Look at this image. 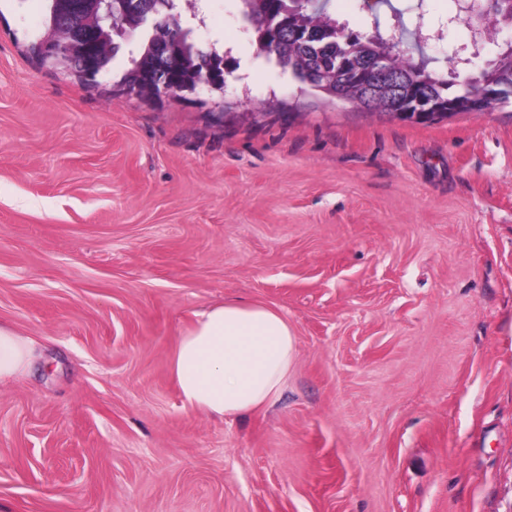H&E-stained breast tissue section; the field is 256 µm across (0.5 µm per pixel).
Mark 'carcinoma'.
Listing matches in <instances>:
<instances>
[{"label": "carcinoma", "instance_id": "obj_1", "mask_svg": "<svg viewBox=\"0 0 512 512\" xmlns=\"http://www.w3.org/2000/svg\"><path fill=\"white\" fill-rule=\"evenodd\" d=\"M154 0H112V26L97 20L90 27L100 29L101 44L93 58L79 43H71L55 63L83 81L95 78V71H104L119 48L114 30L121 29L130 35L142 32L137 52L131 54V67L124 76V85L129 90L144 91L149 84L168 81L188 89L201 69L205 53L189 38L178 18L177 0H171L173 8L159 9L151 14L156 28L140 24L139 11ZM239 10L246 21H251L260 7L276 11L287 8L284 24L274 33L266 32L256 38L259 54L265 56L291 75L301 84L330 98L352 103L368 112L390 111V91L381 85L370 93L355 81L357 72L370 63L383 59L395 72L407 76L406 91L427 90L436 99L458 101L473 92L478 85L468 87L450 83L448 79L436 77L429 68L431 60L421 57L414 61V43L424 39L422 27L408 29L402 13L395 12L396 24L390 31L381 30L378 17H373L371 29L360 31L355 40L348 43L343 33L349 26L333 17L329 10L331 0H288L285 4L277 0H238ZM46 33L31 50L39 54L45 43L66 42V4L64 0H47L45 15Z\"/></svg>", "mask_w": 512, "mask_h": 512}]
</instances>
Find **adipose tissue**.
I'll use <instances>...</instances> for the list:
<instances>
[{
  "mask_svg": "<svg viewBox=\"0 0 512 512\" xmlns=\"http://www.w3.org/2000/svg\"><path fill=\"white\" fill-rule=\"evenodd\" d=\"M37 344L0 323V383L26 376ZM295 359V337L277 309L233 301L200 312L178 336L170 372L185 407L234 420L273 406Z\"/></svg>",
  "mask_w": 512,
  "mask_h": 512,
  "instance_id": "ef3b65f1",
  "label": "adipose tissue"
}]
</instances>
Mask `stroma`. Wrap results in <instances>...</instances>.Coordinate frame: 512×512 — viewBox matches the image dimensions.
Masks as SVG:
<instances>
[{
	"instance_id": "35a3bbf8",
	"label": "stroma",
	"mask_w": 512,
	"mask_h": 512,
	"mask_svg": "<svg viewBox=\"0 0 512 512\" xmlns=\"http://www.w3.org/2000/svg\"><path fill=\"white\" fill-rule=\"evenodd\" d=\"M427 50L469 43L426 0ZM181 20L223 89L128 94L44 64L43 0H0V384L7 512H512V104L430 123L258 57L236 0ZM281 311V399L227 422L169 360L204 309ZM40 358L41 351L32 339L0 323V383L26 376Z\"/></svg>"
}]
</instances>
